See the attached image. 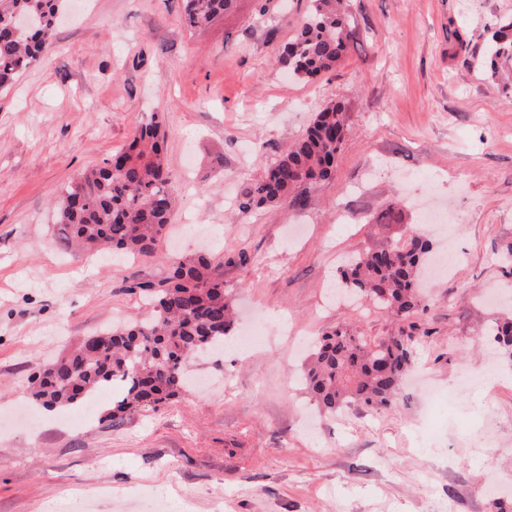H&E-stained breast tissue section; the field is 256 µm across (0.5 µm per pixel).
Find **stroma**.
Listing matches in <instances>:
<instances>
[{"mask_svg":"<svg viewBox=\"0 0 512 512\" xmlns=\"http://www.w3.org/2000/svg\"><path fill=\"white\" fill-rule=\"evenodd\" d=\"M261 4L191 30L182 0H70L46 59L0 91V512H512V360L485 336L512 316L497 300L512 290V91L477 67L512 0H350L354 45L314 83L274 61L307 0ZM331 101L349 116L331 180L301 206L240 213V187ZM155 112L177 191L158 257L62 253L57 196ZM415 232L456 247L415 324L328 298L345 256ZM190 250L223 258L237 332L266 342L188 359L204 389L117 426L103 390L30 428L32 373L142 318L132 283ZM336 328L412 335L391 408L324 414L301 388L312 342ZM429 386L449 404L431 429Z\"/></svg>","mask_w":512,"mask_h":512,"instance_id":"35a3bbf8","label":"stroma"}]
</instances>
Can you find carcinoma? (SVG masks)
Listing matches in <instances>:
<instances>
[{
    "label": "carcinoma",
    "instance_id": "1",
    "mask_svg": "<svg viewBox=\"0 0 512 512\" xmlns=\"http://www.w3.org/2000/svg\"><path fill=\"white\" fill-rule=\"evenodd\" d=\"M66 0H0V89L13 84L40 61L54 36ZM191 29L209 26L232 12L237 0H182ZM353 39L344 0H308L294 38L278 50L277 65L299 79L316 81L336 69ZM492 79L512 87V22L494 26L480 59ZM162 122L154 114L129 145L73 179L55 202L60 244L67 250H112L125 257L154 254L171 223L175 198L164 176ZM348 131L339 103L316 113L306 131L265 174L245 183L238 209L295 205L306 186L331 178ZM430 252L419 234L402 243L347 257L341 272L346 291L365 297L376 309L401 319L424 311L417 286L420 265ZM149 305L147 318L92 336L31 376L32 399L44 407L74 405L103 387L112 388L105 420L118 423L147 401L159 405L185 388L182 363L224 344L234 330L233 302L224 287V259L185 254L158 280L132 284ZM489 335L512 359V318L496 321ZM413 360L412 337L376 343L347 330L324 334L304 370L303 384L329 414L349 399L370 408L390 407Z\"/></svg>",
    "mask_w": 512,
    "mask_h": 512
}]
</instances>
